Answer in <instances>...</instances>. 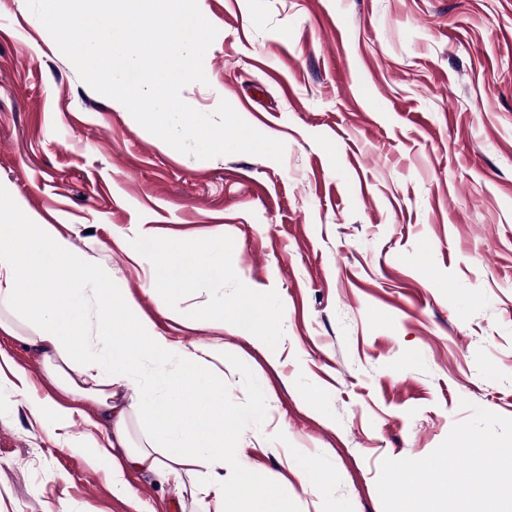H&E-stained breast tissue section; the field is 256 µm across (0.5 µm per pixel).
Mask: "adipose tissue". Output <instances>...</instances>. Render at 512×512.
<instances>
[{
	"label": "adipose tissue",
	"mask_w": 512,
	"mask_h": 512,
	"mask_svg": "<svg viewBox=\"0 0 512 512\" xmlns=\"http://www.w3.org/2000/svg\"><path fill=\"white\" fill-rule=\"evenodd\" d=\"M0 332L16 335L15 316L36 326L28 342L43 359L46 376L73 399L64 405L31 398V384L12 356L0 349V384H10L27 396L34 419L42 421L50 439L83 419L87 431L81 442L88 464L105 471L113 483L126 471L150 473L163 482L182 483L205 469L210 476L201 495L214 504L201 512H224L233 500L236 512H288L287 496H273L250 475L224 481V461L234 456L226 428L235 425L224 407V349L200 343L182 351L176 372L163 374L160 395L133 401L120 394L144 357L164 362L174 349L171 340L156 332L125 292L112 285V270L82 251L51 224H0ZM95 332L112 349L107 371H100L97 355L75 348L76 336ZM92 402L94 415L78 404ZM139 416L157 429V443H134L130 420Z\"/></svg>",
	"instance_id": "adipose-tissue-1"
}]
</instances>
